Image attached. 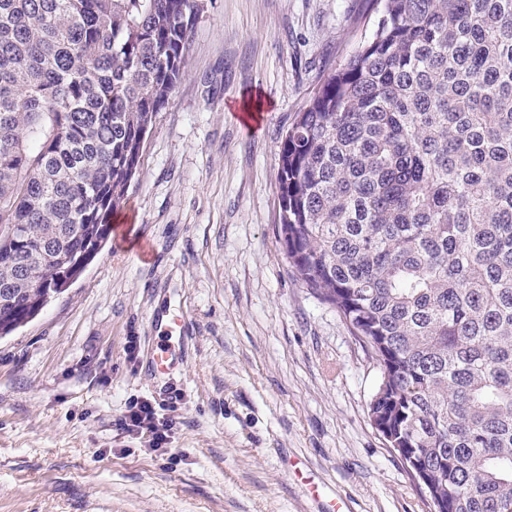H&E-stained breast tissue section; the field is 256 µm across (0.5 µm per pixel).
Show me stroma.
I'll use <instances>...</instances> for the list:
<instances>
[{
  "label": "stroma",
  "instance_id": "1",
  "mask_svg": "<svg viewBox=\"0 0 512 512\" xmlns=\"http://www.w3.org/2000/svg\"><path fill=\"white\" fill-rule=\"evenodd\" d=\"M367 14V0H201L108 243L0 337V512H429L371 422L377 365L279 235L280 143ZM158 314L185 332L154 329ZM160 345L178 361L154 377ZM173 387L182 424L145 453L116 423L128 399Z\"/></svg>",
  "mask_w": 512,
  "mask_h": 512
}]
</instances>
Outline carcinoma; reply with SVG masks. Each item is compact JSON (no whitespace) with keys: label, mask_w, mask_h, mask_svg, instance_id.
Masks as SVG:
<instances>
[{"label":"carcinoma","mask_w":512,"mask_h":512,"mask_svg":"<svg viewBox=\"0 0 512 512\" xmlns=\"http://www.w3.org/2000/svg\"><path fill=\"white\" fill-rule=\"evenodd\" d=\"M199 0H0V336L112 234ZM280 143V236L441 512H512V0H371Z\"/></svg>","instance_id":"cac0c4a2"}]
</instances>
